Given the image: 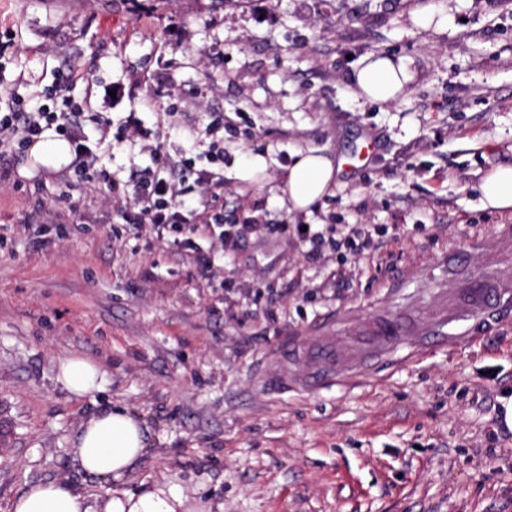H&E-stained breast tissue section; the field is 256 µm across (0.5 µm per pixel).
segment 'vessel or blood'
<instances>
[{"instance_id": "obj_1", "label": "vessel or blood", "mask_w": 512, "mask_h": 512, "mask_svg": "<svg viewBox=\"0 0 512 512\" xmlns=\"http://www.w3.org/2000/svg\"><path fill=\"white\" fill-rule=\"evenodd\" d=\"M509 245L512 236L501 234L446 253L448 279L439 285L442 307L431 319L407 324L395 318H366L352 310L318 319L303 335H289L268 357L272 377L283 386L314 393L372 373L405 342L439 348L478 334L512 314V281L500 278L492 266ZM470 250L485 255L488 264L479 274L463 279L458 268Z\"/></svg>"}]
</instances>
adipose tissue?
Instances as JSON below:
<instances>
[{"mask_svg": "<svg viewBox=\"0 0 512 512\" xmlns=\"http://www.w3.org/2000/svg\"><path fill=\"white\" fill-rule=\"evenodd\" d=\"M409 80L405 61L388 55L365 58L353 81L359 95L378 103L396 101ZM30 165L25 175H35L39 168L58 169L71 160L67 140L54 131H45L31 146ZM335 177L332 159L317 150L300 151L288 168L284 191L291 210H308L328 192ZM479 190L484 207L512 210V165H501L486 172ZM59 380L77 396L99 387L101 371L82 358L61 361ZM147 446L144 421L125 408H112L89 417L81 426L75 453L87 473L114 481L108 489L101 512H206L205 504L190 497L175 483H163L138 492L118 489L121 481ZM13 512H93L86 497L73 485L57 479L28 487L12 505Z\"/></svg>", "mask_w": 512, "mask_h": 512, "instance_id": "obj_1", "label": "adipose tissue"}]
</instances>
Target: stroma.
<instances>
[{"instance_id":"stroma-1","label":"stroma","mask_w":512,"mask_h":512,"mask_svg":"<svg viewBox=\"0 0 512 512\" xmlns=\"http://www.w3.org/2000/svg\"><path fill=\"white\" fill-rule=\"evenodd\" d=\"M370 54L410 59L399 100L357 95ZM0 65L19 97L61 87L171 151L205 157L223 119L225 223L379 235L317 261L295 239L253 238L208 280L123 220L134 200L110 183L150 165L138 141L84 122L101 173L67 199L73 165L27 178L25 157L1 159L0 512L55 479L100 503L107 483L74 448L83 421L118 406L148 429L131 490L168 480L213 512H512V320L412 360L399 348L353 388L307 395L264 373L282 334L343 308L438 307L443 254L499 234L507 214L478 184L512 164V0H0ZM367 136L366 166L308 211L282 204L296 152L337 162ZM257 155L265 170L241 180ZM70 357L100 367L98 390L63 389Z\"/></svg>"}]
</instances>
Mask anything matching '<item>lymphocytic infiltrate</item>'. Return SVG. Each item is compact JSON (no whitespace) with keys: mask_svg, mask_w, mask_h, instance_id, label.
I'll list each match as a JSON object with an SVG mask.
<instances>
[{"mask_svg":"<svg viewBox=\"0 0 512 512\" xmlns=\"http://www.w3.org/2000/svg\"><path fill=\"white\" fill-rule=\"evenodd\" d=\"M82 115L88 116L93 122L98 119L97 114H84L76 104L66 112L51 111L45 104L27 110L14 92L8 89L0 91V156L22 154L44 130L52 128L74 147L77 180L91 181L98 175L99 158L80 139L76 130L75 119ZM223 127L224 123L220 120L208 126L211 135L208 154L212 161L208 167L197 165L192 157L173 160L163 143L153 142L151 130L133 123L120 128L116 134L117 140H143L152 160L151 166L140 171L132 190L137 208L134 224L168 238L179 249L191 252L200 274L205 277L212 276L217 259L239 248L249 234L263 236L277 233L289 236L307 245L309 256H324L327 246L336 245L337 240L315 227L305 228L299 224H228L219 213L213 212L212 191L224 184L223 176L212 168L213 163L224 159V140L219 135ZM188 182L200 190L197 207L190 218L182 212L183 186Z\"/></svg>","mask_w":512,"mask_h":512,"instance_id":"obj_1","label":"lymphocytic infiltrate"}]
</instances>
